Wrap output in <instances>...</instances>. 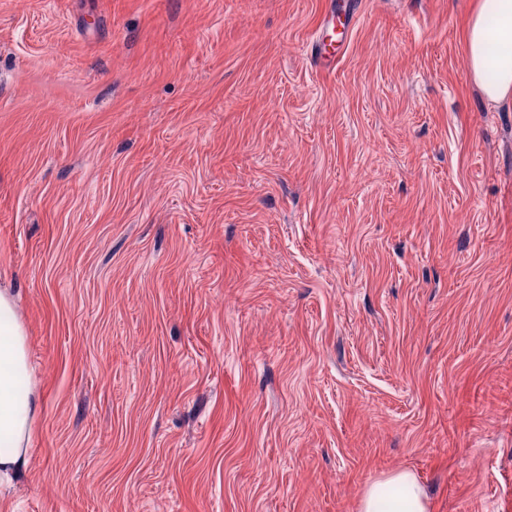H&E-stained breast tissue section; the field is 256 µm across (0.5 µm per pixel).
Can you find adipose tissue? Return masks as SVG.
<instances>
[{
	"mask_svg": "<svg viewBox=\"0 0 512 512\" xmlns=\"http://www.w3.org/2000/svg\"><path fill=\"white\" fill-rule=\"evenodd\" d=\"M465 56L474 80L493 103L512 99V0H479L465 27ZM40 409L27 331L9 289H0V483L30 464L27 444ZM360 512H430L414 473L400 471L368 486Z\"/></svg>",
	"mask_w": 512,
	"mask_h": 512,
	"instance_id": "obj_1",
	"label": "adipose tissue"
}]
</instances>
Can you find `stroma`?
<instances>
[{
  "instance_id": "35a3bbf8",
  "label": "stroma",
  "mask_w": 512,
  "mask_h": 512,
  "mask_svg": "<svg viewBox=\"0 0 512 512\" xmlns=\"http://www.w3.org/2000/svg\"><path fill=\"white\" fill-rule=\"evenodd\" d=\"M0 0V512H512V101L478 0ZM464 49L486 99L492 103L512 99V0L479 1L465 27ZM334 18L335 14L333 12H327L324 15L320 27L321 33L326 27H329L331 23L334 25ZM321 33L313 45V53H315L317 59L323 64V66L329 69L336 62L335 40L333 41L332 36L330 35H328L330 37L329 39L322 38L321 40ZM27 381L25 392L18 389ZM38 383L32 377L27 331L13 294L0 289V487L25 473L27 444L40 409ZM387 489L394 492L385 497ZM360 512H430V504L415 474L400 471L366 488Z\"/></svg>"
}]
</instances>
